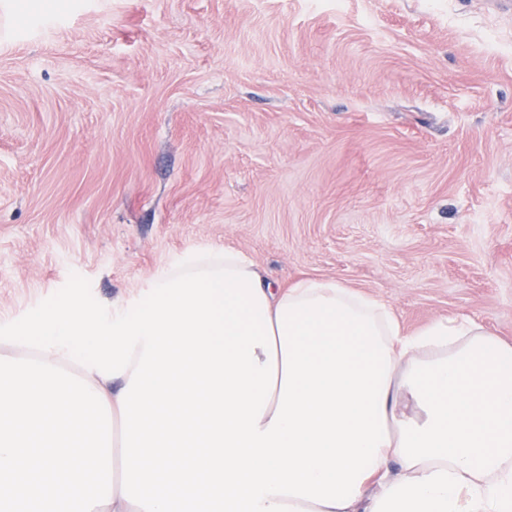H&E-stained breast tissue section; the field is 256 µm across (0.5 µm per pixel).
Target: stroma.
Returning <instances> with one entry per match:
<instances>
[{
	"label": "stroma",
	"instance_id": "stroma-1",
	"mask_svg": "<svg viewBox=\"0 0 512 512\" xmlns=\"http://www.w3.org/2000/svg\"><path fill=\"white\" fill-rule=\"evenodd\" d=\"M225 247L512 343V10L0 0V330Z\"/></svg>",
	"mask_w": 512,
	"mask_h": 512
}]
</instances>
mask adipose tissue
Returning <instances> with one entry per match:
<instances>
[{"label":"adipose tissue","instance_id":"1","mask_svg":"<svg viewBox=\"0 0 512 512\" xmlns=\"http://www.w3.org/2000/svg\"><path fill=\"white\" fill-rule=\"evenodd\" d=\"M0 357V512H512V344L194 255Z\"/></svg>","mask_w":512,"mask_h":512}]
</instances>
